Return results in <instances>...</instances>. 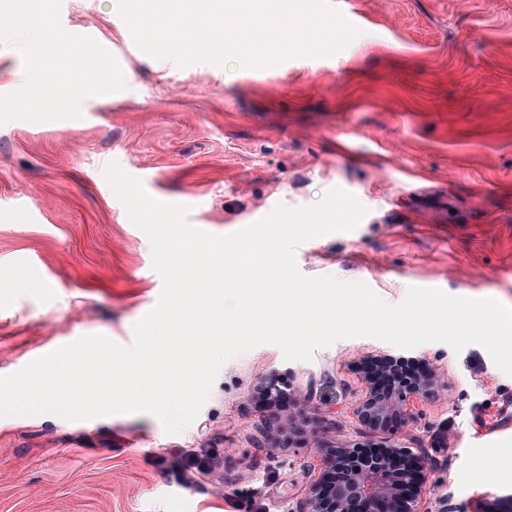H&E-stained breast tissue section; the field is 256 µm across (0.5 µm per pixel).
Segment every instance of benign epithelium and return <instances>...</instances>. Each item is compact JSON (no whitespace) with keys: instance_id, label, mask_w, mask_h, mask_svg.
Masks as SVG:
<instances>
[{"instance_id":"benign-epithelium-1","label":"benign epithelium","mask_w":512,"mask_h":512,"mask_svg":"<svg viewBox=\"0 0 512 512\" xmlns=\"http://www.w3.org/2000/svg\"><path fill=\"white\" fill-rule=\"evenodd\" d=\"M401 355L378 352L363 357L358 370L364 392L360 421L373 428L404 426L412 420L408 403L442 391L435 368L426 364L414 383L400 389L390 364ZM427 456L382 442L372 453L342 448L325 456L324 469L310 481L296 512H418L415 504L426 480Z\"/></svg>"}]
</instances>
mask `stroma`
Listing matches in <instances>:
<instances>
[{
    "instance_id": "stroma-1",
    "label": "stroma",
    "mask_w": 512,
    "mask_h": 512,
    "mask_svg": "<svg viewBox=\"0 0 512 512\" xmlns=\"http://www.w3.org/2000/svg\"><path fill=\"white\" fill-rule=\"evenodd\" d=\"M350 2L361 34L335 55L254 69L153 58L113 0H62V29L90 33L126 88L84 99L76 124H0V377L73 336L131 345L158 301L149 240L105 178L113 161L145 192L198 196L186 220L215 236L343 186L367 213L300 244L301 273L391 305L416 286L512 307V0ZM27 256L50 293L27 287ZM389 348L345 338L304 362L260 345L174 434L144 412L0 416V512H295L322 459L300 436L270 442L263 380L301 395L324 447L424 449L419 512H494L512 497V376L481 345L422 344L411 356L447 387L380 431L356 415L354 364Z\"/></svg>"
}]
</instances>
